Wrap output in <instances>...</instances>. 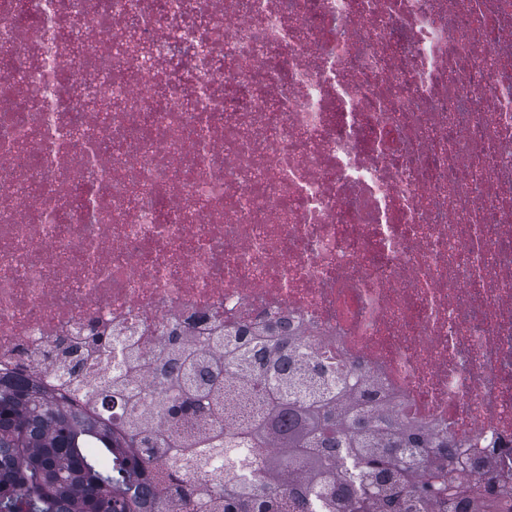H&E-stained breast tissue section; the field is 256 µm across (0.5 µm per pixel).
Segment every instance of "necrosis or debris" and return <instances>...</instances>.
<instances>
[{
	"instance_id": "necrosis-or-debris-1",
	"label": "necrosis or debris",
	"mask_w": 512,
	"mask_h": 512,
	"mask_svg": "<svg viewBox=\"0 0 512 512\" xmlns=\"http://www.w3.org/2000/svg\"><path fill=\"white\" fill-rule=\"evenodd\" d=\"M244 325L512 487V0H0V374L100 411L131 351L143 421L241 433L155 400Z\"/></svg>"
}]
</instances>
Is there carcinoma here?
<instances>
[{"label": "carcinoma", "instance_id": "carcinoma-1", "mask_svg": "<svg viewBox=\"0 0 512 512\" xmlns=\"http://www.w3.org/2000/svg\"><path fill=\"white\" fill-rule=\"evenodd\" d=\"M293 341L272 327L242 328L224 351L210 357L178 338L168 350L166 388L157 407L173 418L188 405L219 411L223 378L243 387L275 381L281 396L271 407L272 427L284 445L278 455L257 457L266 443V422L248 434L246 445L218 431L197 444L169 443L162 432H146L134 418L112 421L94 416L38 382H0V512H162L148 504L145 475L161 448L174 460H187L224 482L209 490L216 512H277L281 477L295 459L308 457L309 487L326 493L335 482L331 453L347 461L350 482L358 492L345 512H375L383 498L400 499L404 489L428 509L439 512L450 499L428 492L437 478L458 473V497L476 512H491L497 503L479 496L470 464L450 450L448 437L433 443L423 425L386 417L381 405L368 406L364 390L348 377L331 388L298 373ZM140 366L129 355L112 376V397L130 401L123 387ZM426 457V476L408 486L405 448Z\"/></svg>", "mask_w": 512, "mask_h": 512}]
</instances>
